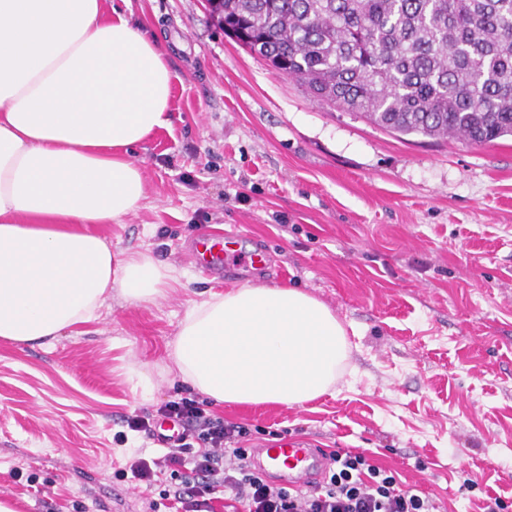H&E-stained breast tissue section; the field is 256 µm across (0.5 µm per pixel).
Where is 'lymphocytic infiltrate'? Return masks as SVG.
<instances>
[{"instance_id":"lymphocytic-infiltrate-1","label":"lymphocytic infiltrate","mask_w":512,"mask_h":512,"mask_svg":"<svg viewBox=\"0 0 512 512\" xmlns=\"http://www.w3.org/2000/svg\"><path fill=\"white\" fill-rule=\"evenodd\" d=\"M160 412L181 423L182 433L165 454L133 457L127 470L133 480L150 485L157 474L192 469L194 482L161 492L176 512H214L219 494L244 505L245 512H432L429 498L402 488L391 470L370 463L365 453L330 452L321 482L299 492L251 471L245 425L224 420L194 399L167 402Z\"/></svg>"}]
</instances>
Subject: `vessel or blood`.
Segmentation results:
<instances>
[{
  "label": "vessel or blood",
  "mask_w": 512,
  "mask_h": 512,
  "mask_svg": "<svg viewBox=\"0 0 512 512\" xmlns=\"http://www.w3.org/2000/svg\"><path fill=\"white\" fill-rule=\"evenodd\" d=\"M190 255L207 274L233 278L249 273L261 278L274 271L271 257L263 245H255L246 255H238L230 246L229 235H204L189 249ZM250 462L256 473L274 478L289 487L302 488L319 479L325 456L304 437H286L256 449Z\"/></svg>",
  "instance_id": "1"
}]
</instances>
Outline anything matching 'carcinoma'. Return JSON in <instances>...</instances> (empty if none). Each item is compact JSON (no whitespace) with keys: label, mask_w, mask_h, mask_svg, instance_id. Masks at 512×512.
I'll list each match as a JSON object with an SVG mask.
<instances>
[{"label":"carcinoma","mask_w":512,"mask_h":512,"mask_svg":"<svg viewBox=\"0 0 512 512\" xmlns=\"http://www.w3.org/2000/svg\"><path fill=\"white\" fill-rule=\"evenodd\" d=\"M224 33L399 135L512 136V0H209Z\"/></svg>","instance_id":"obj_1"}]
</instances>
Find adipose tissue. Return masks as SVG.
<instances>
[{
    "label": "adipose tissue",
    "instance_id": "ef3b65f1",
    "mask_svg": "<svg viewBox=\"0 0 512 512\" xmlns=\"http://www.w3.org/2000/svg\"><path fill=\"white\" fill-rule=\"evenodd\" d=\"M105 3L0 0V339L17 344L96 320L112 294L153 302L181 283L90 230L140 210L130 155L172 123L166 52ZM346 336L301 290L241 286L192 303L169 357L214 404L302 406L333 387Z\"/></svg>",
    "mask_w": 512,
    "mask_h": 512
}]
</instances>
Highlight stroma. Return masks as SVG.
Wrapping results in <instances>:
<instances>
[{
    "label": "stroma",
    "instance_id": "obj_1",
    "mask_svg": "<svg viewBox=\"0 0 512 512\" xmlns=\"http://www.w3.org/2000/svg\"><path fill=\"white\" fill-rule=\"evenodd\" d=\"M144 24L176 76L172 126L136 147L146 198L94 232L182 274L154 302L113 297L80 333L0 340V500L16 512H145L161 487L119 478L162 451L128 418L197 398L168 358L192 302L244 279L202 273L187 248L236 231L273 280L347 330L332 390L302 406L217 407L252 443L307 437L365 453L436 512H512V137L401 136L327 104L226 36L204 0H107ZM145 366L142 398L131 370Z\"/></svg>",
    "mask_w": 512,
    "mask_h": 512
}]
</instances>
